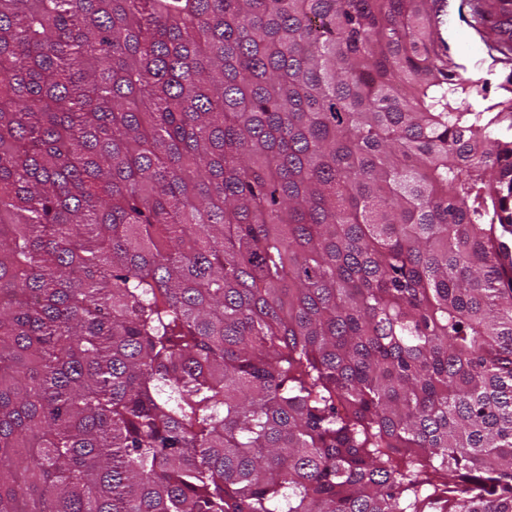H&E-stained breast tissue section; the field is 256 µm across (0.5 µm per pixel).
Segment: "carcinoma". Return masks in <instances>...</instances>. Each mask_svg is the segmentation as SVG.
<instances>
[{"label": "carcinoma", "mask_w": 512, "mask_h": 512, "mask_svg": "<svg viewBox=\"0 0 512 512\" xmlns=\"http://www.w3.org/2000/svg\"><path fill=\"white\" fill-rule=\"evenodd\" d=\"M460 7L493 101L444 0H0V512H512Z\"/></svg>", "instance_id": "obj_1"}]
</instances>
